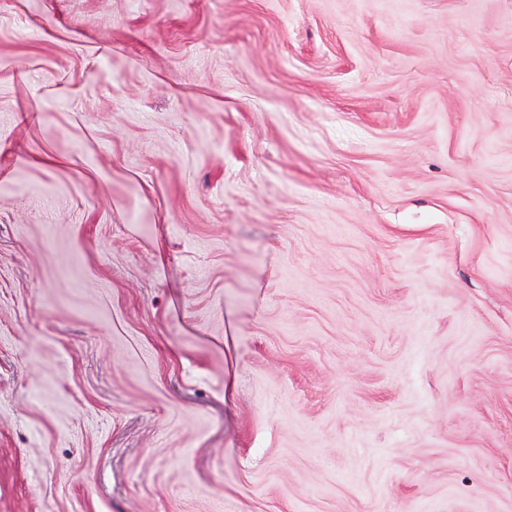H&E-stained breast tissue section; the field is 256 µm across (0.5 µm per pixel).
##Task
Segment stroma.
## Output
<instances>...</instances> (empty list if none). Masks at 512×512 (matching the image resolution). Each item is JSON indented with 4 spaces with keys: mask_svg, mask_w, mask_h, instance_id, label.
I'll return each instance as SVG.
<instances>
[{
    "mask_svg": "<svg viewBox=\"0 0 512 512\" xmlns=\"http://www.w3.org/2000/svg\"><path fill=\"white\" fill-rule=\"evenodd\" d=\"M0 512H512V0H0Z\"/></svg>",
    "mask_w": 512,
    "mask_h": 512,
    "instance_id": "1",
    "label": "stroma"
}]
</instances>
